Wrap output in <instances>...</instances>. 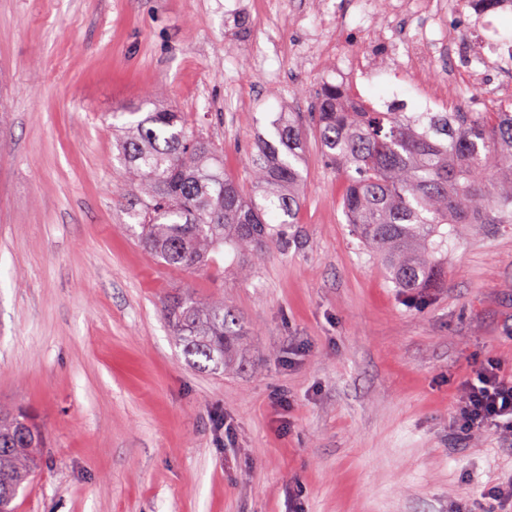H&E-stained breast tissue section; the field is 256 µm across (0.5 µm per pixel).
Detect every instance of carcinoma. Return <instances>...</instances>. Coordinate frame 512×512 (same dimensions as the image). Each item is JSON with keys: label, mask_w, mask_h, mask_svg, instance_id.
Returning a JSON list of instances; mask_svg holds the SVG:
<instances>
[{"label": "carcinoma", "mask_w": 512, "mask_h": 512, "mask_svg": "<svg viewBox=\"0 0 512 512\" xmlns=\"http://www.w3.org/2000/svg\"><path fill=\"white\" fill-rule=\"evenodd\" d=\"M324 82L313 111L273 120L253 143L248 182L224 172L211 137L188 130L174 106L124 125L117 141L125 181L112 195L141 228L138 241L171 267L217 264L224 246L255 262L296 223L309 123L325 159L346 175L343 212L351 235L384 261L394 287L434 288L444 274L448 224H512V109L380 111L344 103ZM174 336L199 368L224 366L243 335L224 298L175 296L165 306ZM45 447L31 415L0 407V512L33 480Z\"/></svg>", "instance_id": "carcinoma-1"}]
</instances>
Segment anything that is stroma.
<instances>
[{"label":"stroma","mask_w":512,"mask_h":512,"mask_svg":"<svg viewBox=\"0 0 512 512\" xmlns=\"http://www.w3.org/2000/svg\"><path fill=\"white\" fill-rule=\"evenodd\" d=\"M397 0H0V405L47 446L18 512H480L512 441L466 432L461 384L512 368V224H471L435 288H394L349 232L343 175L308 138L303 203L251 275L158 262L112 203L116 128L177 106L224 170L280 112H306L335 58L386 34L365 102L438 111L477 91L393 70L389 52L437 15ZM223 297L245 334L224 367L184 358L164 306Z\"/></svg>","instance_id":"1"}]
</instances>
